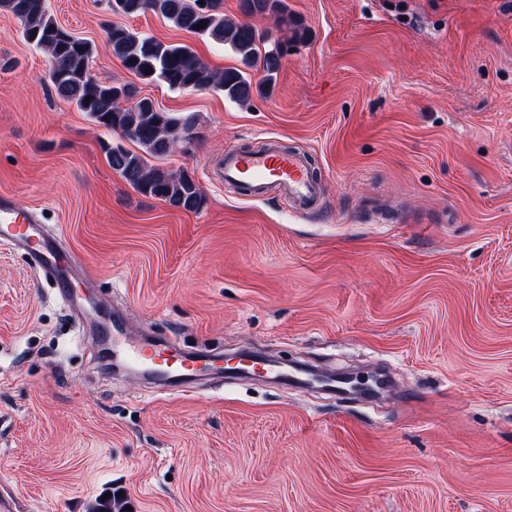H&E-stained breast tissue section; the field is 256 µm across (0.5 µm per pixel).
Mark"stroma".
<instances>
[{"mask_svg": "<svg viewBox=\"0 0 512 512\" xmlns=\"http://www.w3.org/2000/svg\"><path fill=\"white\" fill-rule=\"evenodd\" d=\"M112 0H47L131 83L115 24L236 57ZM309 29L270 96L140 84L191 130L162 161L204 197L143 195L108 163L132 148L62 98L48 55L0 18V193L36 210L80 266L92 320L113 309L188 349L256 348L329 373L390 372L382 401L205 381L161 394L103 346L22 252L0 245V492L20 512H512V0H284ZM305 153L319 209L216 179L227 149Z\"/></svg>", "mask_w": 512, "mask_h": 512, "instance_id": "obj_1", "label": "stroma"}]
</instances>
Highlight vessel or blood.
Wrapping results in <instances>:
<instances>
[{"label":"vessel or blood","instance_id":"b4317fda","mask_svg":"<svg viewBox=\"0 0 512 512\" xmlns=\"http://www.w3.org/2000/svg\"><path fill=\"white\" fill-rule=\"evenodd\" d=\"M221 177L225 184L244 190L255 200L277 189L301 215L314 210L324 192L305 154L276 147L226 150ZM0 243L24 252L37 269L52 276L60 295L71 297L70 253L45 231L35 214L18 209L5 194H0ZM99 334L111 338L113 356L156 372L162 387L186 393L201 374L197 356L171 341L145 344L127 323L101 326Z\"/></svg>","mask_w":512,"mask_h":512}]
</instances>
